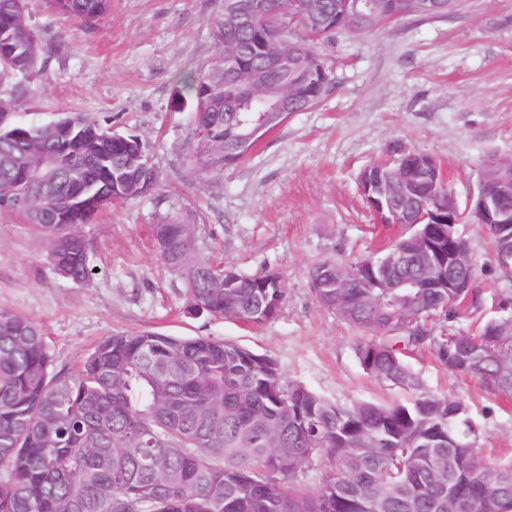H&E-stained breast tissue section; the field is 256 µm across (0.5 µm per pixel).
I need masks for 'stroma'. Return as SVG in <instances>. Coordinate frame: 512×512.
Instances as JSON below:
<instances>
[{"label":"stroma","mask_w":512,"mask_h":512,"mask_svg":"<svg viewBox=\"0 0 512 512\" xmlns=\"http://www.w3.org/2000/svg\"><path fill=\"white\" fill-rule=\"evenodd\" d=\"M223 11L224 0H112L110 15L86 25L48 0H28L45 66L19 112L37 124L78 113L139 135L157 187L84 226L92 272L81 282L56 271L33 225L0 211V309L37 320L59 368H75L115 333L204 336L276 359L284 381L340 405L407 401L410 391L361 367L359 331L320 306L309 271L379 256L408 234L407 225L379 223L359 187L363 169L393 148L432 156L462 203L489 155L512 157V0H469L449 19L314 42L334 76L322 101L289 114L241 162L200 174L186 167L192 114L174 98L182 78L214 55L208 20ZM166 215L196 224L198 247L213 261L278 274V314L261 323L187 314L184 282L153 238ZM455 231L476 260L477 293L512 294L485 227L467 214ZM406 359L427 392L466 401L486 456L512 455V397L448 373L429 348Z\"/></svg>","instance_id":"1"}]
</instances>
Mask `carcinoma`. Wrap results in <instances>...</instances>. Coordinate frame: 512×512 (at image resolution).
<instances>
[{"mask_svg":"<svg viewBox=\"0 0 512 512\" xmlns=\"http://www.w3.org/2000/svg\"><path fill=\"white\" fill-rule=\"evenodd\" d=\"M253 22L208 21L217 53L183 82L178 102L193 113L192 164L221 172L252 150L253 131L288 83L289 108L317 106L333 85L310 43L342 31L400 21L409 0H375L368 19L349 18L345 0H309L320 20L281 32L290 22L274 0H243ZM85 24L102 20L112 0H51ZM232 47L240 71L224 72ZM43 63L25 0H0V211L21 215L49 244L57 272L89 274L82 226L113 202L150 193L156 173L141 138L120 141L104 127L68 117V136L17 111ZM512 182V163L492 158L483 182ZM495 252L512 243V226H490ZM157 250L183 279L187 312L263 322L280 310L284 290L274 272L247 275L198 252L196 227L168 218L154 225ZM439 288L413 296L383 281L425 279L409 261L383 265L319 263L310 270L317 302L359 330L389 339L355 348L370 375L414 393L407 403L339 405L299 382L284 383L277 361L233 341L162 333H116L78 368L54 370L39 323L0 310V512H488L494 491L512 512V459H489L460 398L423 390L405 360L429 347L448 372L476 377L512 395V326L490 320L474 331L436 336L429 321L455 319L479 298L474 265L436 260ZM467 284L450 288L448 280ZM324 466L318 489L301 488L304 465Z\"/></svg>","mask_w":512,"mask_h":512,"instance_id":"cac0c4a2","label":"carcinoma"}]
</instances>
